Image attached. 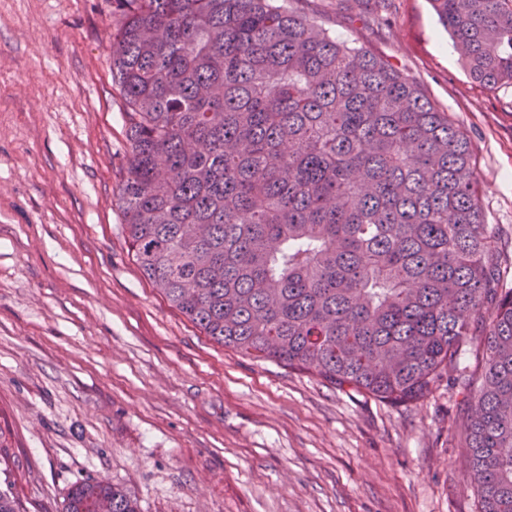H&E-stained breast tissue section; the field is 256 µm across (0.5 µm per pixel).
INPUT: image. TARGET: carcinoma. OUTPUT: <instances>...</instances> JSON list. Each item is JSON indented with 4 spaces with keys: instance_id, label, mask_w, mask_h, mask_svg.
Instances as JSON below:
<instances>
[{
    "instance_id": "carcinoma-1",
    "label": "carcinoma",
    "mask_w": 512,
    "mask_h": 512,
    "mask_svg": "<svg viewBox=\"0 0 512 512\" xmlns=\"http://www.w3.org/2000/svg\"><path fill=\"white\" fill-rule=\"evenodd\" d=\"M430 2L470 78L512 86V0ZM112 5L143 276L214 343L338 390L415 401L456 373L478 512H512V288L448 113L276 0ZM0 473V512H26ZM63 512L140 508L86 481Z\"/></svg>"
}]
</instances>
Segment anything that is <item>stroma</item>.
Segmentation results:
<instances>
[{"label": "stroma", "instance_id": "obj_1", "mask_svg": "<svg viewBox=\"0 0 512 512\" xmlns=\"http://www.w3.org/2000/svg\"><path fill=\"white\" fill-rule=\"evenodd\" d=\"M470 143L512 285V87L469 77L428 0H304ZM112 0H0V426L14 493L98 480L141 512H475L465 406L401 404L213 343L144 278L115 193L128 142Z\"/></svg>", "mask_w": 512, "mask_h": 512}]
</instances>
